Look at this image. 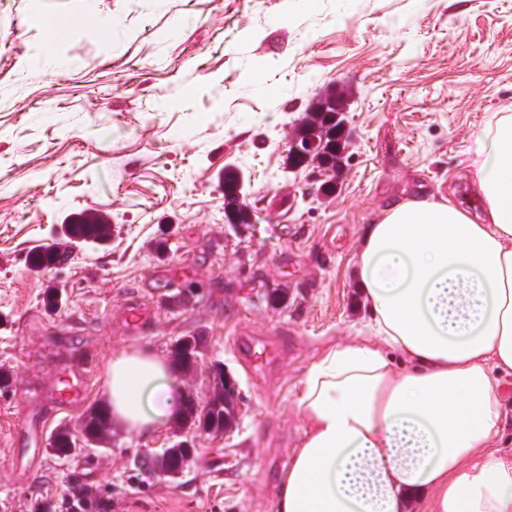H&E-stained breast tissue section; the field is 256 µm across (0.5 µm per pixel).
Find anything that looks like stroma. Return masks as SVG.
I'll use <instances>...</instances> for the list:
<instances>
[{"mask_svg": "<svg viewBox=\"0 0 512 512\" xmlns=\"http://www.w3.org/2000/svg\"><path fill=\"white\" fill-rule=\"evenodd\" d=\"M74 14L46 44L39 18ZM333 91L352 160L332 196L309 197L285 168L288 126ZM507 113L512 0H0V512H60L77 488L105 512H272L305 432L299 383L367 317L353 277L366 224L418 195L471 207L475 135ZM230 163L253 212L240 232L224 217ZM81 212L106 217L110 240L33 267ZM132 306L152 311L136 332ZM184 336L202 358L177 383L203 401L208 367L230 375L231 431L203 435L175 477L140 460L195 433L178 418L51 455L104 402L114 351L166 356ZM72 371L82 400L48 402ZM28 416L34 432L14 435Z\"/></svg>", "mask_w": 512, "mask_h": 512, "instance_id": "obj_1", "label": "stroma"}]
</instances>
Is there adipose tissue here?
Wrapping results in <instances>:
<instances>
[{
  "label": "adipose tissue",
  "instance_id": "obj_1",
  "mask_svg": "<svg viewBox=\"0 0 512 512\" xmlns=\"http://www.w3.org/2000/svg\"><path fill=\"white\" fill-rule=\"evenodd\" d=\"M474 210L410 198L368 224L355 262L367 334L309 365L306 432L273 512H512L502 379L512 376V115L477 136ZM106 405L133 433L181 408L173 366L112 354Z\"/></svg>",
  "mask_w": 512,
  "mask_h": 512
}]
</instances>
